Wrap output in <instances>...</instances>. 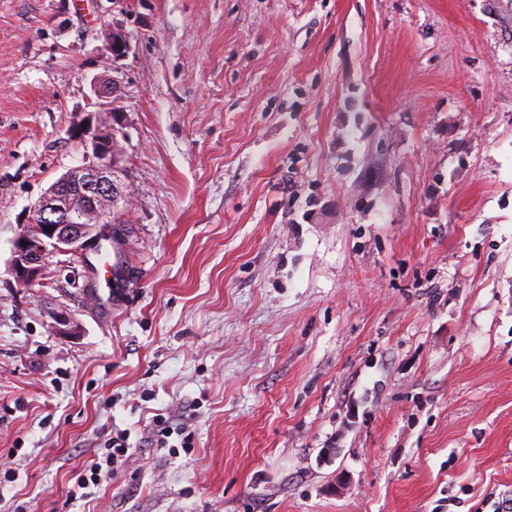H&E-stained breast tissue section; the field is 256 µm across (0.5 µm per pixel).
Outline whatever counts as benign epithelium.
<instances>
[{"mask_svg": "<svg viewBox=\"0 0 512 512\" xmlns=\"http://www.w3.org/2000/svg\"><path fill=\"white\" fill-rule=\"evenodd\" d=\"M123 148L112 134L93 141V160L60 176L33 206L27 224L14 242L9 272L21 287L31 285L44 268L49 249L83 256L92 242L100 240V227H112L108 240L120 249L121 226L113 223L119 202L125 200L121 170ZM78 324L69 310L60 305L53 311L51 331L73 336Z\"/></svg>", "mask_w": 512, "mask_h": 512, "instance_id": "benign-epithelium-1", "label": "benign epithelium"}]
</instances>
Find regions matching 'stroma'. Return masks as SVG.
Here are the masks:
<instances>
[{
    "instance_id": "stroma-1",
    "label": "stroma",
    "mask_w": 512,
    "mask_h": 512,
    "mask_svg": "<svg viewBox=\"0 0 512 512\" xmlns=\"http://www.w3.org/2000/svg\"><path fill=\"white\" fill-rule=\"evenodd\" d=\"M111 130L120 251L51 253L19 287L31 205ZM158 414L191 447H149ZM118 432L116 474L74 496ZM492 492L512 496V0H0V512ZM50 327L51 331L58 336H73L78 330L76 320L63 305L54 308L53 322Z\"/></svg>"
}]
</instances>
